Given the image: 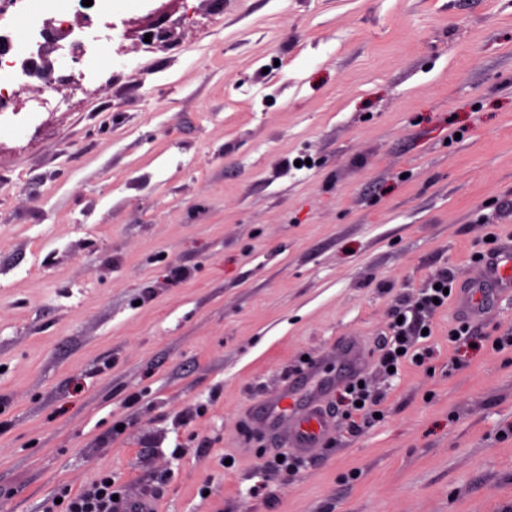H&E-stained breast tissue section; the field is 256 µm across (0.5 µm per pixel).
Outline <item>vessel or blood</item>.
<instances>
[{
    "mask_svg": "<svg viewBox=\"0 0 512 512\" xmlns=\"http://www.w3.org/2000/svg\"><path fill=\"white\" fill-rule=\"evenodd\" d=\"M512 298V239L498 243L480 264V277L458 301V311L468 319L484 321L501 301ZM335 353L341 361L336 373H324L313 364L279 391L260 410L259 418L268 437L305 458L323 445L336 431L337 419L328 408V396L336 384L360 372L364 350L355 335L337 337Z\"/></svg>",
    "mask_w": 512,
    "mask_h": 512,
    "instance_id": "b4317fda",
    "label": "vessel or blood"
}]
</instances>
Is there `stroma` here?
<instances>
[{
    "label": "stroma",
    "instance_id": "35a3bbf8",
    "mask_svg": "<svg viewBox=\"0 0 512 512\" xmlns=\"http://www.w3.org/2000/svg\"><path fill=\"white\" fill-rule=\"evenodd\" d=\"M0 127V512H512V348L377 360L512 234V0H137ZM161 25L160 38H144ZM185 273L170 277L172 269ZM353 331L384 416L278 464L254 407ZM436 284H440V289H435ZM458 287L459 281L455 272L448 268L440 269L414 295L407 299L399 298L395 302L388 322L390 339L381 349L383 352L379 359V366L385 374H396L400 363L407 358L413 362L425 359V349L419 347L417 340L430 335L429 316L445 305L448 306V299L458 290H462V285ZM445 288H448V294L443 293ZM433 298H438L439 304H435ZM400 316H403L402 324L397 323ZM424 328L428 329L427 335H422ZM398 349H404V352L398 354ZM390 367H394V372L389 371ZM118 495L117 500H113ZM121 494L115 490L111 472H103L80 491L72 494L63 487L52 498L46 500L40 512H116L121 502ZM62 499L61 503H55Z\"/></svg>",
    "mask_w": 512,
    "mask_h": 512
}]
</instances>
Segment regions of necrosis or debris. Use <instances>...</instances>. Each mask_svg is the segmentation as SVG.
I'll use <instances>...</instances> for the list:
<instances>
[{
    "mask_svg": "<svg viewBox=\"0 0 512 512\" xmlns=\"http://www.w3.org/2000/svg\"><path fill=\"white\" fill-rule=\"evenodd\" d=\"M95 16L99 24L93 32H71L59 48V62L69 67L73 60L98 56L102 31L111 29L112 13L106 0H0V37L10 43L7 54H0V93L22 92L33 85H49L51 79L42 68V56L53 33L69 28L76 16Z\"/></svg>",
    "mask_w": 512,
    "mask_h": 512,
    "instance_id": "4bbe7bcc",
    "label": "necrosis or debris"
}]
</instances>
